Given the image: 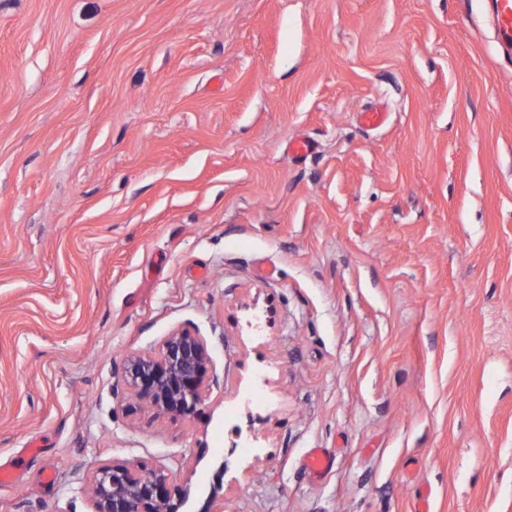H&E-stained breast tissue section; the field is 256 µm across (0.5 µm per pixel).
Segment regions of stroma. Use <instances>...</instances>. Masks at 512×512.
Wrapping results in <instances>:
<instances>
[{"label": "stroma", "instance_id": "35a3bbf8", "mask_svg": "<svg viewBox=\"0 0 512 512\" xmlns=\"http://www.w3.org/2000/svg\"><path fill=\"white\" fill-rule=\"evenodd\" d=\"M491 2L0 0V512L112 463L179 512H512ZM176 331L210 364L162 418L121 368Z\"/></svg>", "mask_w": 512, "mask_h": 512}]
</instances>
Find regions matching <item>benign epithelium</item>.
<instances>
[{
  "label": "benign epithelium",
  "mask_w": 512,
  "mask_h": 512,
  "mask_svg": "<svg viewBox=\"0 0 512 512\" xmlns=\"http://www.w3.org/2000/svg\"><path fill=\"white\" fill-rule=\"evenodd\" d=\"M209 364L203 341L174 332L159 352L132 356L122 366L125 383L161 415L180 416L199 403ZM93 512H177L164 474L114 463L91 479Z\"/></svg>",
  "instance_id": "1"
}]
</instances>
